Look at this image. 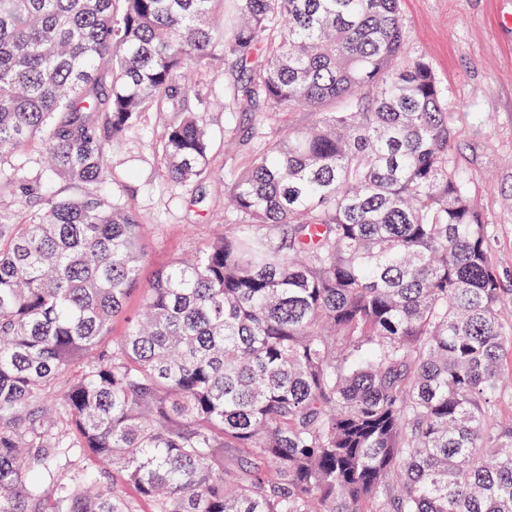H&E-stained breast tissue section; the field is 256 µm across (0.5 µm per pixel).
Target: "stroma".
<instances>
[{"label":"stroma","mask_w":512,"mask_h":512,"mask_svg":"<svg viewBox=\"0 0 512 512\" xmlns=\"http://www.w3.org/2000/svg\"><path fill=\"white\" fill-rule=\"evenodd\" d=\"M406 52L425 56L442 84L455 129L457 166L476 194L485 223L493 227L490 255L505 293L503 321L512 322V0H402ZM170 115L149 112L110 157L113 190L132 201L144 222V277L224 232V133L234 127L237 163L248 159L245 142L252 115L206 114L213 133L212 178L196 190L167 180L156 154Z\"/></svg>","instance_id":"stroma-1"}]
</instances>
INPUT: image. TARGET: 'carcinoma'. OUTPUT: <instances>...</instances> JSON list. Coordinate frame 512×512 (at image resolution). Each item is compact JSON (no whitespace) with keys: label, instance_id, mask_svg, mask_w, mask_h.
<instances>
[{"label":"carcinoma","instance_id":"obj_1","mask_svg":"<svg viewBox=\"0 0 512 512\" xmlns=\"http://www.w3.org/2000/svg\"><path fill=\"white\" fill-rule=\"evenodd\" d=\"M406 41L400 0H0V512H512L492 231ZM220 64L239 232L145 281L112 150L171 112L164 171L205 183L186 73ZM254 118V113L251 112H237L235 114L234 120L229 124L232 127H235V137H236V147L233 152L232 157H236V162L239 165H243L248 159V148L249 145L246 144V135H247V127L251 123V119ZM240 139V141H239ZM309 120L308 112H283L267 129L269 139L278 140L286 131L306 126Z\"/></svg>","mask_w":512,"mask_h":512}]
</instances>
